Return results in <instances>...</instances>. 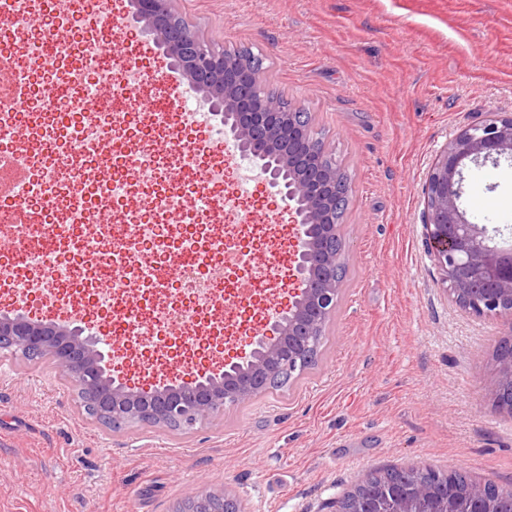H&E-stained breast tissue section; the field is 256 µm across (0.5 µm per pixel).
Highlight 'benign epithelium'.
I'll return each mask as SVG.
<instances>
[{"mask_svg": "<svg viewBox=\"0 0 512 512\" xmlns=\"http://www.w3.org/2000/svg\"><path fill=\"white\" fill-rule=\"evenodd\" d=\"M171 0H130L129 16L151 37L183 74L188 89L203 96L208 111L221 116L225 137L237 153L269 176V183L289 202L295 224L296 288L288 308L263 324L251 337L249 352L224 362V370L193 382L176 380L143 393L111 375L108 340L86 331L82 321L41 324L23 309L0 315V349L24 358H48L78 390L93 388L95 401L87 414L116 431L149 424L189 429L224 410L247 403L284 382H294L309 354L319 352V335L336 311L342 291L344 245L335 223L339 173L325 162L324 150L308 137L299 112L283 110L273 91L263 95L236 93L255 84L247 68H234L224 53L214 51L170 5ZM512 158V116L497 117L461 130L437 155L425 185V227L431 256L453 301L477 316L501 319L509 329L502 344L508 352L496 359L495 406L512 414V244L502 246L486 225L472 221L461 208L464 171L479 161ZM213 495L221 507L208 512H247L243 500L227 490ZM454 490L420 486L409 494L397 483L359 496L350 512H415L424 501L428 512H456ZM470 512H503L488 498L484 485H474Z\"/></svg>", "mask_w": 512, "mask_h": 512, "instance_id": "obj_1", "label": "benign epithelium"}]
</instances>
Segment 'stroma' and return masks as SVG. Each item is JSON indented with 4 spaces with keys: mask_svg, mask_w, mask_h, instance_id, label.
Instances as JSON below:
<instances>
[{
    "mask_svg": "<svg viewBox=\"0 0 512 512\" xmlns=\"http://www.w3.org/2000/svg\"><path fill=\"white\" fill-rule=\"evenodd\" d=\"M214 50L261 57L266 88L311 115L348 174L341 233L347 275L314 369L285 391L227 407L191 430L87 416L48 359L0 353V512H173L229 490L250 512H329L370 470L432 464L512 490V415L492 400L493 356L508 329L456 305L425 239L423 188L448 141L512 115V0H173ZM117 55L148 70L167 60L129 23ZM220 122L189 140L224 161ZM249 217L282 228L288 201L257 174ZM499 202L496 211L481 200ZM462 206L512 238V161L469 167ZM202 366L178 370L154 337L141 353L116 339L115 377L153 391L215 370L235 345L212 336Z\"/></svg>",
    "mask_w": 512,
    "mask_h": 512,
    "instance_id": "obj_1",
    "label": "stroma"
}]
</instances>
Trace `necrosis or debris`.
<instances>
[{"mask_svg":"<svg viewBox=\"0 0 512 512\" xmlns=\"http://www.w3.org/2000/svg\"><path fill=\"white\" fill-rule=\"evenodd\" d=\"M111 0H85L79 13L52 17L53 27L65 37L47 40L44 32L29 31L17 24V12L0 20V57L11 58V47L23 40L34 64L32 98L39 111L23 109L0 113V140L26 136L29 146L20 156L32 168L38 189L19 205L20 215H38L52 226L53 238L35 245L24 242L9 264L0 266V283H8L12 302L37 295L48 296L58 308H72L75 298H84L94 311L116 316L117 301L131 292L141 302L128 316L130 326L169 329L181 316L227 333L228 318L217 311L227 300L230 284L246 279L267 283L270 270L255 263L271 251V226L242 224L233 214L222 212L223 182L188 179L166 185L154 171L150 139L173 133L180 113L166 110L137 120L125 107L131 92L127 61L108 67L99 56L86 53L88 43L103 42L102 14L111 10ZM119 84V91L98 102L96 118L84 122L79 107L95 88ZM66 88V96L56 88ZM54 138H46L47 127ZM78 130L93 150L70 157L67 140ZM115 143L120 153L105 160L95 147ZM133 196L147 202L141 215L126 217L124 206ZM107 213V223L88 221L90 209ZM126 220L147 278H139L112 265L121 240L112 236V224ZM24 261L27 276H16L13 264Z\"/></svg>","mask_w":512,"mask_h":512,"instance_id":"1","label":"necrosis or debris"}]
</instances>
